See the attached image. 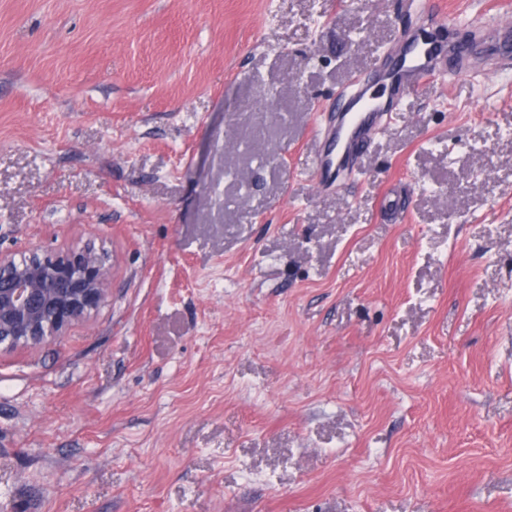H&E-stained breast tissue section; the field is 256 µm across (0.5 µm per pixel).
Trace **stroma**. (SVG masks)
<instances>
[{"label":"stroma","mask_w":512,"mask_h":512,"mask_svg":"<svg viewBox=\"0 0 512 512\" xmlns=\"http://www.w3.org/2000/svg\"><path fill=\"white\" fill-rule=\"evenodd\" d=\"M512 22V0H436ZM409 0H0V252L106 303L0 351V512H512V74L307 171Z\"/></svg>","instance_id":"35a3bbf8"}]
</instances>
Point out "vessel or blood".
<instances>
[{
  "label": "vessel or blood",
  "instance_id": "obj_1",
  "mask_svg": "<svg viewBox=\"0 0 512 512\" xmlns=\"http://www.w3.org/2000/svg\"><path fill=\"white\" fill-rule=\"evenodd\" d=\"M456 26V21L436 11H425L419 22L400 32L389 63L371 74L352 77L347 95L338 101L336 116L316 129L323 149L310 157L307 166L317 182L333 184L352 173L357 154L389 126L405 93L423 81L450 72L465 75L478 59L496 68L512 66V25L471 21L462 25L465 37L445 42L431 34L436 27Z\"/></svg>",
  "mask_w": 512,
  "mask_h": 512
}]
</instances>
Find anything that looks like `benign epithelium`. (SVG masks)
<instances>
[{"label":"benign epithelium","mask_w":512,"mask_h":512,"mask_svg":"<svg viewBox=\"0 0 512 512\" xmlns=\"http://www.w3.org/2000/svg\"><path fill=\"white\" fill-rule=\"evenodd\" d=\"M109 279L104 252L91 244L0 253V348L35 347L64 335L105 303Z\"/></svg>","instance_id":"1"}]
</instances>
